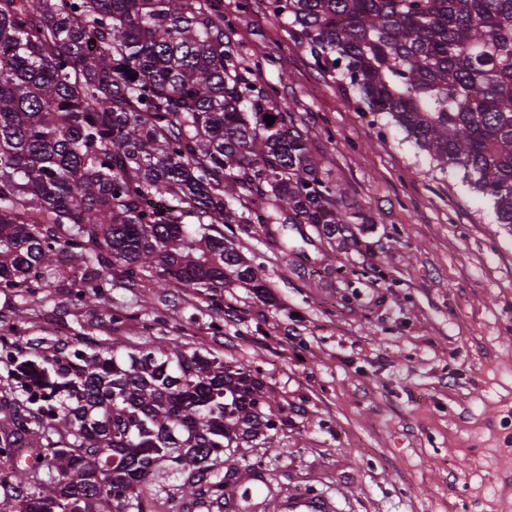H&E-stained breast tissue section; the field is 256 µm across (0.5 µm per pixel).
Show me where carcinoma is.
<instances>
[{
  "mask_svg": "<svg viewBox=\"0 0 512 512\" xmlns=\"http://www.w3.org/2000/svg\"><path fill=\"white\" fill-rule=\"evenodd\" d=\"M350 86L512 224V0H267ZM222 0H0V290L268 288L233 225L332 240L361 219L301 118L231 44ZM136 79H131V76ZM275 117L267 125L265 116ZM0 333V512L221 503L285 421L259 370L147 336L23 349Z\"/></svg>",
  "mask_w": 512,
  "mask_h": 512,
  "instance_id": "cac0c4a2",
  "label": "carcinoma"
}]
</instances>
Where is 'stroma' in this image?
Wrapping results in <instances>:
<instances>
[{"label": "stroma", "mask_w": 512, "mask_h": 512, "mask_svg": "<svg viewBox=\"0 0 512 512\" xmlns=\"http://www.w3.org/2000/svg\"><path fill=\"white\" fill-rule=\"evenodd\" d=\"M223 3L230 39L302 117L369 223L332 242L291 233L285 258L274 237L239 234L270 293L236 289L218 332L201 299L175 288H112L108 311L55 289L0 292V319L22 311L23 342L133 345L150 332L259 370L288 425L283 447L233 457L240 512L312 491L336 512H512V226L388 114L347 102L266 0ZM154 307L165 322L148 332L140 315ZM115 309L128 316L117 331ZM258 459L271 484L249 470Z\"/></svg>", "instance_id": "35a3bbf8"}]
</instances>
